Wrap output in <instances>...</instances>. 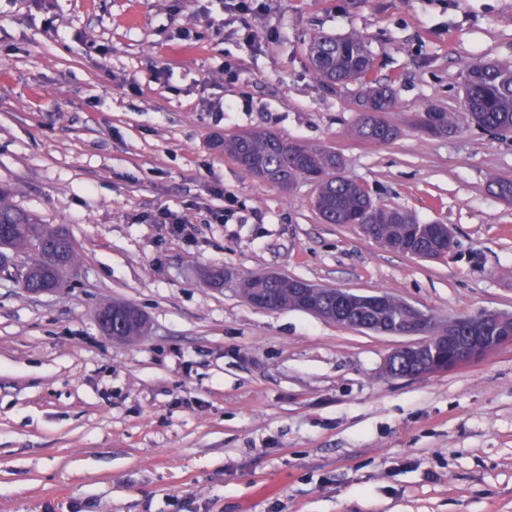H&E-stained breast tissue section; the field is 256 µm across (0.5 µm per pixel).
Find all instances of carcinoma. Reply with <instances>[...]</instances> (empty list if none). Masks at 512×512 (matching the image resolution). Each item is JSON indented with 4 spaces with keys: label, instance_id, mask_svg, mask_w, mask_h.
<instances>
[{
    "label": "carcinoma",
    "instance_id": "carcinoma-1",
    "mask_svg": "<svg viewBox=\"0 0 512 512\" xmlns=\"http://www.w3.org/2000/svg\"><path fill=\"white\" fill-rule=\"evenodd\" d=\"M310 55L318 79L327 87H360L359 102L363 112L354 126V133L372 143L393 140L398 128L383 118L394 108V92L389 85L371 82L372 59L362 37L351 35L336 38L316 35L310 43ZM463 112L466 119L483 128L512 132V61L472 59L465 67ZM458 124V115L430 105L422 115L421 127L433 134H446ZM215 146L232 160L242 161L260 174L282 186H291L299 179L316 184V209L328 224H359L364 232L390 249L404 253L408 246L436 256H443L453 246L450 237L434 235L433 225L422 224L410 212L375 205L356 182L340 175L343 158L336 152L318 146L287 142L272 132L246 130L232 138L217 140ZM60 234L51 224L17 207L11 191L0 189V251L22 259L17 272L30 288L40 283L62 284L65 265L45 274L47 260L41 254L43 243ZM245 299L265 300L268 310L293 309L298 306L294 292L282 283L251 278L241 284ZM318 309L331 310L343 316L342 322L355 328L383 323L393 329L409 325L410 314L405 302L395 295L382 293L346 311L335 304V297L326 294L312 298ZM137 321H127L123 335L135 342L144 335L147 317L139 312Z\"/></svg>",
    "mask_w": 512,
    "mask_h": 512
}]
</instances>
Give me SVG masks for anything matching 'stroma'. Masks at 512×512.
<instances>
[{
    "label": "stroma",
    "mask_w": 512,
    "mask_h": 512,
    "mask_svg": "<svg viewBox=\"0 0 512 512\" xmlns=\"http://www.w3.org/2000/svg\"><path fill=\"white\" fill-rule=\"evenodd\" d=\"M267 2L244 28L225 0H0V187L79 253L58 293L0 275V512H512V348L394 378L401 337L238 288L275 273L442 320L512 314V202L488 182L512 179V134L415 123L460 109L471 58L512 61V0ZM319 33L364 38L396 139L353 135L357 88L322 86ZM245 129L336 150L344 177L448 225L453 248L420 259L325 223L311 182L211 149ZM112 300L147 314L138 343L99 329ZM431 113L436 114L438 117L437 126H430L428 118L431 116ZM458 120V115L455 112H447L432 104L422 115L420 125L425 131L433 134H448L458 124Z\"/></svg>",
    "instance_id": "35a3bbf8"
}]
</instances>
